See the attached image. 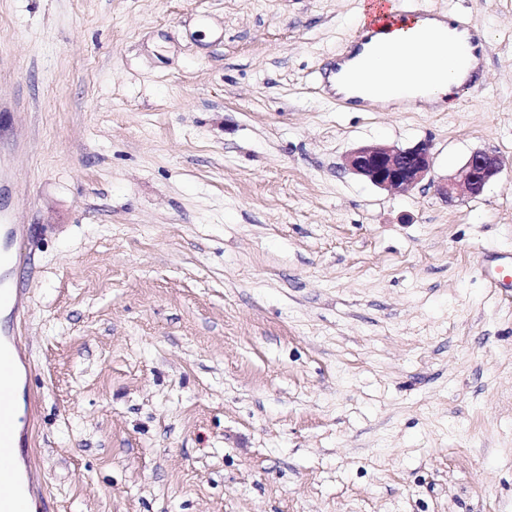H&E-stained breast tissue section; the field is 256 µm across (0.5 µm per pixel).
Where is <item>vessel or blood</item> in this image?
<instances>
[{
  "instance_id": "vessel-or-blood-1",
  "label": "vessel or blood",
  "mask_w": 512,
  "mask_h": 512,
  "mask_svg": "<svg viewBox=\"0 0 512 512\" xmlns=\"http://www.w3.org/2000/svg\"><path fill=\"white\" fill-rule=\"evenodd\" d=\"M373 8L356 29L348 56H356L365 49H376V36L394 29L420 30L443 28L454 33L463 57L481 61L485 39L471 24L460 21L455 14H431L422 9L406 6L405 0H371ZM25 227L21 224L0 225V303L20 312L25 291L14 280L15 263L25 258L22 240ZM489 287L496 290L512 288V255H491L484 268ZM19 349L18 333L0 338V512H28L26 494L15 461L28 455L26 433L19 431L15 409L8 398L14 383L13 354Z\"/></svg>"
}]
</instances>
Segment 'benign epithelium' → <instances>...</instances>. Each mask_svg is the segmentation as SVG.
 I'll return each instance as SVG.
<instances>
[{"label": "benign epithelium", "mask_w": 512, "mask_h": 512, "mask_svg": "<svg viewBox=\"0 0 512 512\" xmlns=\"http://www.w3.org/2000/svg\"><path fill=\"white\" fill-rule=\"evenodd\" d=\"M432 166L431 144L426 141L408 148L387 144L359 147L348 153L342 163L343 170L378 188L397 192L418 186L430 175ZM501 171L502 164L497 156L475 152L453 178L437 186L438 194L447 201L461 194L478 197Z\"/></svg>", "instance_id": "obj_1"}]
</instances>
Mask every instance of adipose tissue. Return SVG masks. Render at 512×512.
Returning <instances> with one entry per match:
<instances>
[{
  "label": "adipose tissue",
  "mask_w": 512,
  "mask_h": 512,
  "mask_svg": "<svg viewBox=\"0 0 512 512\" xmlns=\"http://www.w3.org/2000/svg\"><path fill=\"white\" fill-rule=\"evenodd\" d=\"M384 56H363L350 62L355 81L389 105L420 99L434 106L449 97L459 84L452 44L441 31L416 35L395 30L385 34Z\"/></svg>",
  "instance_id": "adipose-tissue-1"
}]
</instances>
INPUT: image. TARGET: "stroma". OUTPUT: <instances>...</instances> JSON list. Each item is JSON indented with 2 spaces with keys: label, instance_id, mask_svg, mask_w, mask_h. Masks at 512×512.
<instances>
[{
  "label": "stroma",
  "instance_id": "stroma-1",
  "mask_svg": "<svg viewBox=\"0 0 512 512\" xmlns=\"http://www.w3.org/2000/svg\"><path fill=\"white\" fill-rule=\"evenodd\" d=\"M411 3L488 38L443 110L320 88L362 0H0L35 512H512V0ZM421 141L413 190L341 168ZM501 171L502 164L497 156L482 151L475 152L453 178L437 186L438 194L447 201H452L461 194L478 197ZM484 267V277L490 288L507 291L512 288V255L492 254Z\"/></svg>",
  "mask_w": 512,
  "mask_h": 512
}]
</instances>
